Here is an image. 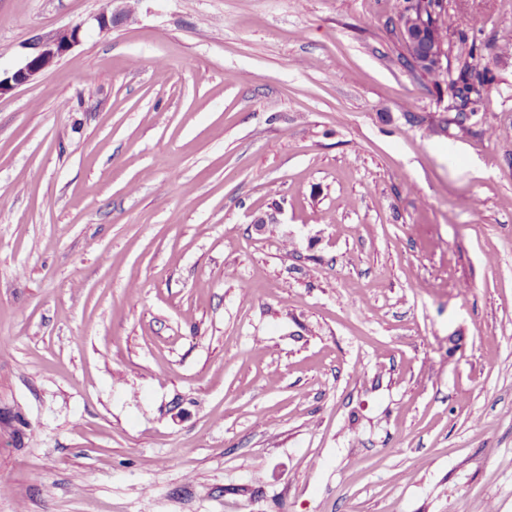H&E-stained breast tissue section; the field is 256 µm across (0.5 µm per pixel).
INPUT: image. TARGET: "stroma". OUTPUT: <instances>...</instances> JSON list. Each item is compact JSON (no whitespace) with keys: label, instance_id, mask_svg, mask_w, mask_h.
<instances>
[{"label":"stroma","instance_id":"35a3bbf8","mask_svg":"<svg viewBox=\"0 0 512 512\" xmlns=\"http://www.w3.org/2000/svg\"><path fill=\"white\" fill-rule=\"evenodd\" d=\"M404 2L0 0V512H512V0L464 117ZM80 42L81 29L78 27L59 32L53 38L37 41L34 52L23 65L4 78L0 74V96L31 82L52 68L61 56Z\"/></svg>","mask_w":512,"mask_h":512}]
</instances>
